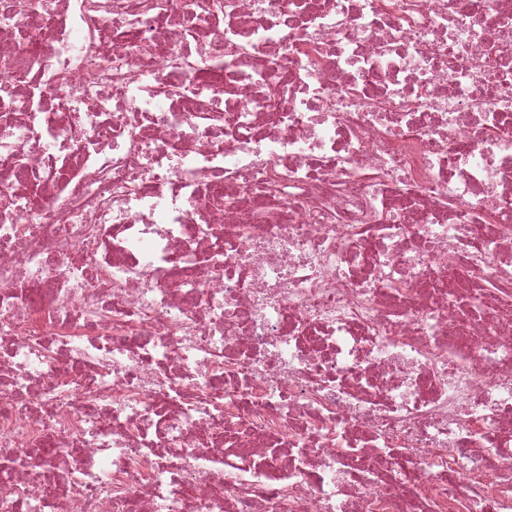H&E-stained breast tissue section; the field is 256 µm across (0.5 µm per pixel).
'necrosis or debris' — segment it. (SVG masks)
Wrapping results in <instances>:
<instances>
[{
    "label": "necrosis or debris",
    "mask_w": 512,
    "mask_h": 512,
    "mask_svg": "<svg viewBox=\"0 0 512 512\" xmlns=\"http://www.w3.org/2000/svg\"><path fill=\"white\" fill-rule=\"evenodd\" d=\"M0 512H512V0H0Z\"/></svg>",
    "instance_id": "necrosis-or-debris-1"
}]
</instances>
